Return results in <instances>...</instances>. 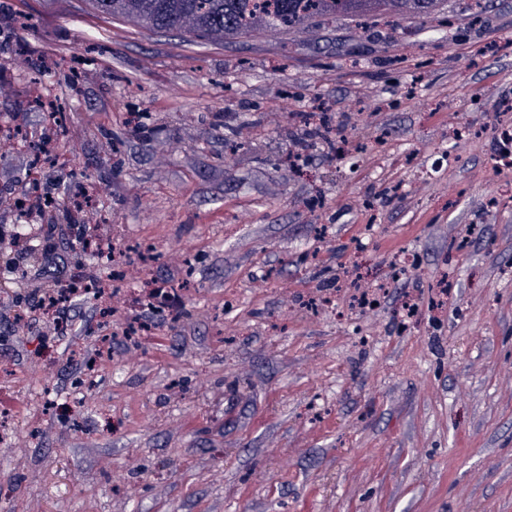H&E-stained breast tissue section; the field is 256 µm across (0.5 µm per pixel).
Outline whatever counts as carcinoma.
Returning a JSON list of instances; mask_svg holds the SVG:
<instances>
[{"label": "carcinoma", "mask_w": 512, "mask_h": 512, "mask_svg": "<svg viewBox=\"0 0 512 512\" xmlns=\"http://www.w3.org/2000/svg\"><path fill=\"white\" fill-rule=\"evenodd\" d=\"M442 0H90L106 19L135 20L173 37L239 40L264 29L300 28L319 18L384 13L432 17Z\"/></svg>", "instance_id": "obj_1"}]
</instances>
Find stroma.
<instances>
[{"label":"stroma","mask_w":512,"mask_h":512,"mask_svg":"<svg viewBox=\"0 0 512 512\" xmlns=\"http://www.w3.org/2000/svg\"><path fill=\"white\" fill-rule=\"evenodd\" d=\"M473 3L227 45L0 0V234L65 225L72 272L80 224L157 252L73 409L91 300L65 336L0 302V360L35 374L0 409L42 421L0 443V512H512V0ZM34 170L42 215L14 206ZM161 281L184 316L124 340Z\"/></svg>","instance_id":"1"}]
</instances>
